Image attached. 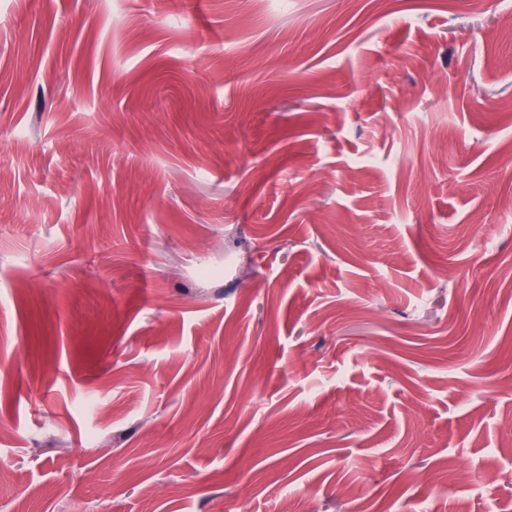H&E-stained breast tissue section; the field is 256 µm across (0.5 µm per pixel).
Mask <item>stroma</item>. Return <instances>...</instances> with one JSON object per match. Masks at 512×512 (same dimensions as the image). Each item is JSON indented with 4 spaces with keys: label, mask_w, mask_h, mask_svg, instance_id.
Masks as SVG:
<instances>
[{
    "label": "stroma",
    "mask_w": 512,
    "mask_h": 512,
    "mask_svg": "<svg viewBox=\"0 0 512 512\" xmlns=\"http://www.w3.org/2000/svg\"><path fill=\"white\" fill-rule=\"evenodd\" d=\"M475 470L512 512V0H0V512Z\"/></svg>",
    "instance_id": "stroma-1"
}]
</instances>
